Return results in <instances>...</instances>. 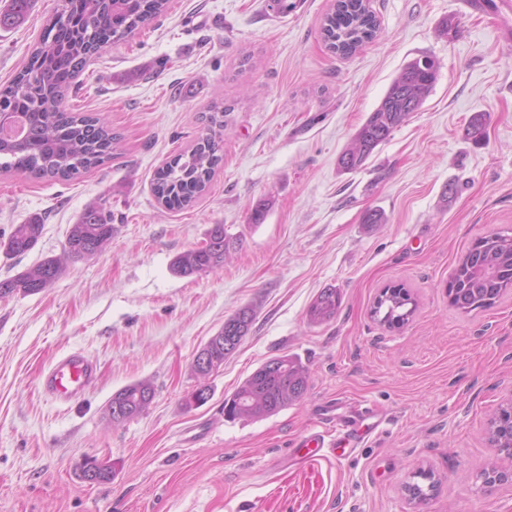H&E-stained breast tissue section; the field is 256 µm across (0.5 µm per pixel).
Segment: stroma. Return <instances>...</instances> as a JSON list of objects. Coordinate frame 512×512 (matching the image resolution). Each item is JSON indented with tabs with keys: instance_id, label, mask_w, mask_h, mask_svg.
Here are the masks:
<instances>
[{
	"instance_id": "stroma-1",
	"label": "stroma",
	"mask_w": 512,
	"mask_h": 512,
	"mask_svg": "<svg viewBox=\"0 0 512 512\" xmlns=\"http://www.w3.org/2000/svg\"><path fill=\"white\" fill-rule=\"evenodd\" d=\"M61 0H35L26 22L0 31V85L27 63ZM169 0L134 37L102 47L71 91L72 111L101 118L120 143L104 165L70 180L0 173V242L39 219L37 245L0 249V279L63 258L84 208L105 200L116 234L94 257L67 262L45 291L0 299V512H512V470L487 439L512 401V289L463 313L449 276L472 243L512 229V20L499 0H369L379 29L348 56L321 26L334 0ZM432 57L438 80L365 167L338 158L410 60ZM224 118V162L183 210L161 207L157 169ZM486 116L485 136L465 134ZM453 199H445L448 186ZM264 217L253 222L256 207ZM383 213L375 227L366 210ZM223 225L241 241L221 267L181 277L173 258ZM417 301L390 329L371 309L383 288ZM328 288L336 316L310 322ZM255 319L208 377L191 364L243 307ZM81 350L95 382L74 401L42 389L56 358ZM309 371L304 397L277 414L228 420L224 399L269 358ZM149 382L137 417L108 418L112 395ZM209 398L188 409L187 395ZM372 405L385 421L350 457H294L302 437ZM112 463L111 481L77 476L85 459ZM421 469L437 489L418 504L404 487Z\"/></svg>"
}]
</instances>
